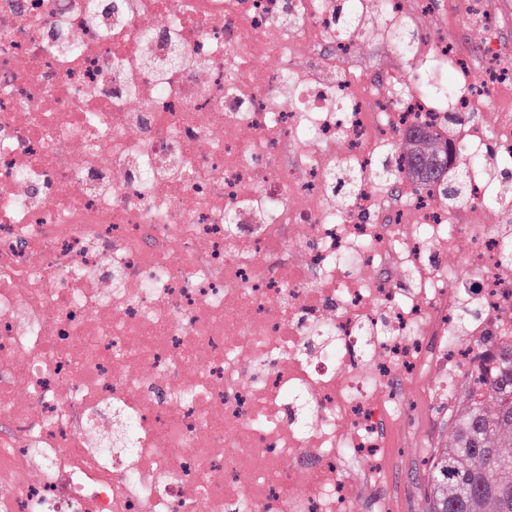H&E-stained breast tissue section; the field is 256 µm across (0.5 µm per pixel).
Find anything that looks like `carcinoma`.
<instances>
[{
	"instance_id": "cac0c4a2",
	"label": "carcinoma",
	"mask_w": 512,
	"mask_h": 512,
	"mask_svg": "<svg viewBox=\"0 0 512 512\" xmlns=\"http://www.w3.org/2000/svg\"><path fill=\"white\" fill-rule=\"evenodd\" d=\"M475 112H450L448 125H414L401 135L391 156L370 172L379 183L401 174L416 190L441 192L448 206L456 208L468 199V169L453 162L455 128L471 123ZM450 168L449 176L434 184L429 172L439 163ZM355 176L332 178L337 199L353 197ZM491 367L472 373L467 392L456 398L452 438L435 446L428 468V512H512V339L491 336L487 340Z\"/></svg>"
}]
</instances>
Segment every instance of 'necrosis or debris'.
<instances>
[{
  "label": "necrosis or debris",
  "mask_w": 512,
  "mask_h": 512,
  "mask_svg": "<svg viewBox=\"0 0 512 512\" xmlns=\"http://www.w3.org/2000/svg\"><path fill=\"white\" fill-rule=\"evenodd\" d=\"M339 3L0 0V512H395L413 414L512 334V222L483 219L512 114L464 140L465 216L403 177L343 206L328 176L512 85V12L353 0L418 33L374 73ZM447 10L482 77L425 26ZM448 31L455 32L456 39L458 40V45L461 49L472 52L477 48V36L474 33H469L466 24L455 14L448 13V18L446 19L445 15L440 12L430 16L427 19V26L432 30H440L443 27L447 26Z\"/></svg>",
  "instance_id": "1"
}]
</instances>
